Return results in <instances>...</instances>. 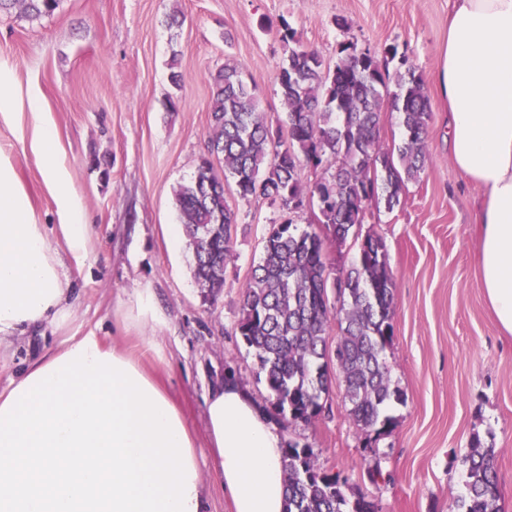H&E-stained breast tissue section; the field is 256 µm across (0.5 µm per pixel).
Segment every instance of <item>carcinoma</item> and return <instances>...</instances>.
<instances>
[{
  "mask_svg": "<svg viewBox=\"0 0 512 512\" xmlns=\"http://www.w3.org/2000/svg\"><path fill=\"white\" fill-rule=\"evenodd\" d=\"M56 6L57 0H0V13L18 9L37 19ZM282 38L298 47L278 73L286 111L278 126L259 111L256 86L238 63L225 61L214 77L206 143L211 160L176 191L193 276L206 301H215L224 289L237 219L225 181H233L242 201L264 197L287 208L303 200L301 169L326 166L328 176L310 190L325 231L302 229L291 219L270 225L236 329L256 359L277 414L310 423L324 409L322 396L329 390L325 336L337 321L334 354L347 414L362 429H383L392 423L386 408L400 400L391 388L385 355L393 336L394 300L385 245L366 235L354 263L333 278L325 242L342 245L365 223L362 200H382L391 210L408 183L419 179L428 158L429 95L407 61H402L403 71L389 70L387 56L397 55L395 46L383 57L370 50L359 64L354 44L343 43L331 71L318 51L299 44L287 24ZM383 112L400 117L403 134L395 152L379 139ZM495 455V449L472 439L471 451L462 458L464 491L453 496V512H500ZM284 470L286 512H372L368 502L350 501L346 480L322 472L306 446L286 445Z\"/></svg>",
  "mask_w": 512,
  "mask_h": 512,
  "instance_id": "carcinoma-1",
  "label": "carcinoma"
}]
</instances>
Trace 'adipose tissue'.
<instances>
[{"label": "adipose tissue", "mask_w": 512, "mask_h": 512, "mask_svg": "<svg viewBox=\"0 0 512 512\" xmlns=\"http://www.w3.org/2000/svg\"><path fill=\"white\" fill-rule=\"evenodd\" d=\"M442 83L452 162L481 193L480 285L512 335V0H455ZM32 147L56 193L67 252L53 247L0 154V345L72 318L66 259L85 260L92 226L32 111ZM214 477L234 512H284L285 441L235 380L205 399ZM197 442L175 400L130 353L95 333L63 342L0 392V512H205Z\"/></svg>", "instance_id": "adipose-tissue-1"}]
</instances>
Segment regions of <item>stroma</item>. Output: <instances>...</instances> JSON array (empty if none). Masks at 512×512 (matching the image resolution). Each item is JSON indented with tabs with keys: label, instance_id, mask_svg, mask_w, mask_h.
Returning <instances> with one entry per match:
<instances>
[{
	"label": "stroma",
	"instance_id": "obj_1",
	"mask_svg": "<svg viewBox=\"0 0 512 512\" xmlns=\"http://www.w3.org/2000/svg\"><path fill=\"white\" fill-rule=\"evenodd\" d=\"M452 8L453 0H59L37 20L0 16V66L19 100L38 97L93 226L88 259L65 262L72 319L13 337L0 350V391L65 339L96 333L137 358L173 396L198 441L207 512H233L212 473L204 398L231 376L272 410L235 325L270 225L315 223L318 207L292 214L266 199L244 202L225 183L237 212L232 254L218 302H204L191 248L172 250L167 229L178 221L175 191L194 176L211 131L212 76L225 60L240 64L274 121L284 112L277 74L290 53L282 25L329 68L340 44L393 46L399 56L390 69L409 62L433 112L419 181L394 209L369 203L359 229L383 240L395 285L386 350L391 385L401 394L388 409L394 423L380 432L354 427L334 379L318 419L280 429L285 441L312 448L321 470L346 478L347 495L372 502L375 512H450L466 480L461 459L480 437L497 452L499 505L512 512V335L500 330L480 287L473 217L481 196L449 156L448 100L439 83ZM172 15L180 25L169 26ZM32 137L28 109L0 120V150L11 154L38 222L52 226L61 251L56 196ZM145 286L166 319L155 331L163 364L146 346L145 329L125 325L119 314ZM375 465L384 475L378 482L369 476Z\"/></svg>",
	"mask_w": 512,
	"mask_h": 512
}]
</instances>
